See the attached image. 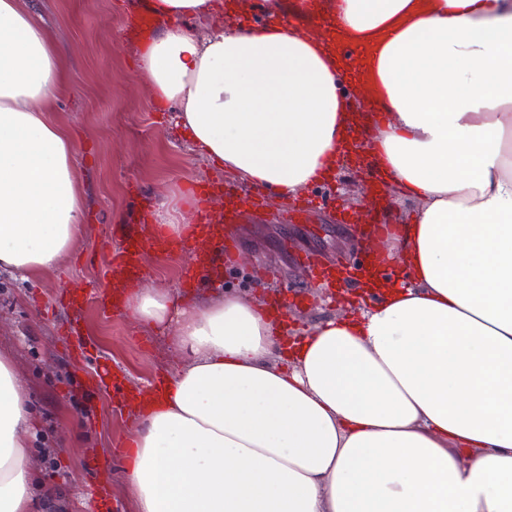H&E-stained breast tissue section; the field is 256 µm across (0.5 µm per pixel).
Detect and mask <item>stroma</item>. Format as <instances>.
<instances>
[{
	"instance_id": "1",
	"label": "stroma",
	"mask_w": 512,
	"mask_h": 512,
	"mask_svg": "<svg viewBox=\"0 0 512 512\" xmlns=\"http://www.w3.org/2000/svg\"><path fill=\"white\" fill-rule=\"evenodd\" d=\"M24 4L49 29L66 69L67 84L50 115L73 138L87 222L76 248L52 269L26 280L0 272V351L11 355L25 382L35 421L29 455L39 484L54 489L61 512H92L96 479L88 453L110 455L128 445L135 429L133 409L98 385L99 364L119 368L129 385L144 388L175 362L162 331L127 313L103 314L91 302L73 312L59 298L73 284H103L106 248L119 245L117 230L132 223L137 205L154 210L176 198V221L187 224L196 215L193 185L229 177L193 149L173 112L157 110L136 68L139 45L125 38L137 0ZM366 181L359 161L342 163L330 181L303 192V220L296 215L299 200L257 201L232 234L249 261L225 269L223 287L260 300L284 294L288 321L298 330L346 311V303L331 302L326 289L311 283L303 260L345 263L364 253L357 225L344 217L360 210ZM188 260L148 255L145 286L169 289L190 304L194 296L183 292L179 277ZM73 317L91 343L92 361L76 362L62 341L61 329Z\"/></svg>"
}]
</instances>
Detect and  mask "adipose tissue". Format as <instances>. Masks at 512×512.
<instances>
[{
	"instance_id": "ef3b65f1",
	"label": "adipose tissue",
	"mask_w": 512,
	"mask_h": 512,
	"mask_svg": "<svg viewBox=\"0 0 512 512\" xmlns=\"http://www.w3.org/2000/svg\"><path fill=\"white\" fill-rule=\"evenodd\" d=\"M152 10L139 72L209 163L289 196L361 144L416 208L390 244L405 280L319 320L287 361L251 297L131 294L177 362L138 414L134 512H512V0H336L371 77L350 99L345 64L296 25L228 27L215 0ZM63 82L47 28L0 0V270L24 279L86 220L73 143L47 116ZM32 429L0 354V512L54 506Z\"/></svg>"
}]
</instances>
